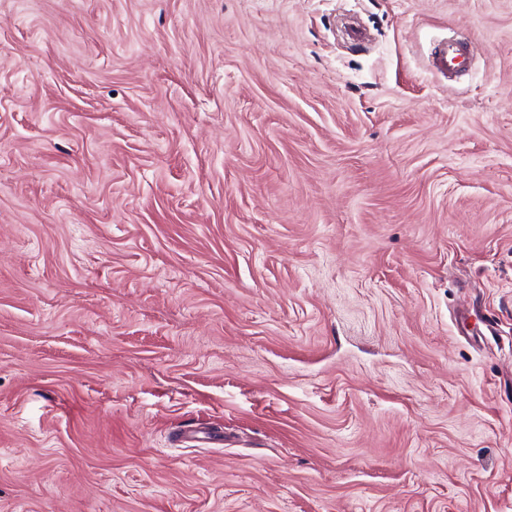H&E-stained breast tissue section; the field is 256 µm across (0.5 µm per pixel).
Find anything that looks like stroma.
<instances>
[{
	"label": "stroma",
	"instance_id": "obj_1",
	"mask_svg": "<svg viewBox=\"0 0 512 512\" xmlns=\"http://www.w3.org/2000/svg\"><path fill=\"white\" fill-rule=\"evenodd\" d=\"M0 512H512V0H0ZM474 46L471 44L449 39L438 51L434 64L437 68L448 71V74H458L468 68L472 61Z\"/></svg>",
	"mask_w": 512,
	"mask_h": 512
}]
</instances>
